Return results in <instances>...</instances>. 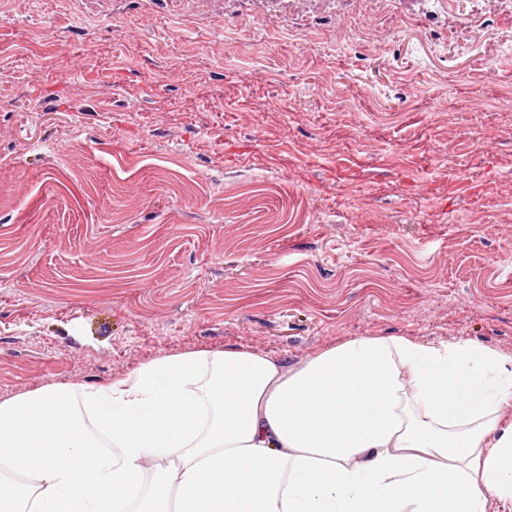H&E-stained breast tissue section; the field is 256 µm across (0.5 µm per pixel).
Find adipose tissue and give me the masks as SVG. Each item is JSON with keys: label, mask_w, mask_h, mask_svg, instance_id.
I'll return each mask as SVG.
<instances>
[{"label": "adipose tissue", "mask_w": 512, "mask_h": 512, "mask_svg": "<svg viewBox=\"0 0 512 512\" xmlns=\"http://www.w3.org/2000/svg\"><path fill=\"white\" fill-rule=\"evenodd\" d=\"M0 401V512H488L512 502V360L359 337L298 365L166 356Z\"/></svg>", "instance_id": "obj_1"}]
</instances>
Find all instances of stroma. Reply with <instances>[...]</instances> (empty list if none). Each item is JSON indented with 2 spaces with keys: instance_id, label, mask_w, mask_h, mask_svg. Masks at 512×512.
<instances>
[{
  "instance_id": "35a3bbf8",
  "label": "stroma",
  "mask_w": 512,
  "mask_h": 512,
  "mask_svg": "<svg viewBox=\"0 0 512 512\" xmlns=\"http://www.w3.org/2000/svg\"><path fill=\"white\" fill-rule=\"evenodd\" d=\"M0 0V401L188 351L512 357V4Z\"/></svg>"
}]
</instances>
